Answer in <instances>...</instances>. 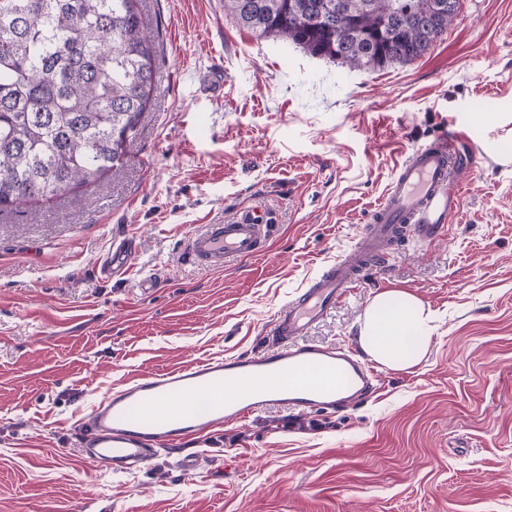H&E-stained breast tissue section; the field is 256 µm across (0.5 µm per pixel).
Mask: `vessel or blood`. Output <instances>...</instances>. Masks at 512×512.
<instances>
[{"label": "vessel or blood", "instance_id": "1", "mask_svg": "<svg viewBox=\"0 0 512 512\" xmlns=\"http://www.w3.org/2000/svg\"><path fill=\"white\" fill-rule=\"evenodd\" d=\"M466 129L440 131L397 166L365 234L346 259L325 266L276 316L274 349L204 359L141 375L112 391L78 429L83 460L128 474L157 449L180 452L183 471L198 468L193 451L216 428L267 407L333 412L366 402L377 391L378 371L358 351L303 342L308 329L362 279L382 266L387 244L405 237L422 242L445 238L463 208L457 182L459 150L470 144ZM271 229L267 211L253 208L235 220L207 225L192 236L189 254L202 267L262 254ZM127 243L114 246L100 273L112 277L127 264Z\"/></svg>", "mask_w": 512, "mask_h": 512}]
</instances>
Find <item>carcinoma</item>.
Segmentation results:
<instances>
[{
	"instance_id": "1",
	"label": "carcinoma",
	"mask_w": 512,
	"mask_h": 512,
	"mask_svg": "<svg viewBox=\"0 0 512 512\" xmlns=\"http://www.w3.org/2000/svg\"><path fill=\"white\" fill-rule=\"evenodd\" d=\"M431 0H224L259 39L291 42L350 69L419 58L453 18L423 33ZM142 0H0V210L98 186L123 164L124 144L150 105L158 43ZM334 17L326 29L312 15ZM392 16L398 52L371 35ZM359 27L370 35L343 47Z\"/></svg>"
}]
</instances>
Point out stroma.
I'll use <instances>...</instances> for the list:
<instances>
[{
    "label": "stroma",
    "instance_id": "1",
    "mask_svg": "<svg viewBox=\"0 0 512 512\" xmlns=\"http://www.w3.org/2000/svg\"><path fill=\"white\" fill-rule=\"evenodd\" d=\"M159 54L126 161L96 188L0 212V512H512V0H459L405 65L351 71L259 39L224 0H143ZM475 144L445 240H403L309 329L357 348L376 293L436 315L368 402L225 425L184 472L81 459L78 427L137 374L269 350L278 312L364 231L395 168L449 124ZM255 206L266 252L202 268L191 235ZM130 240L125 273L102 259Z\"/></svg>",
    "mask_w": 512,
    "mask_h": 512
}]
</instances>
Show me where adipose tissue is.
Segmentation results:
<instances>
[{"instance_id": "obj_1", "label": "adipose tissue", "mask_w": 512, "mask_h": 512, "mask_svg": "<svg viewBox=\"0 0 512 512\" xmlns=\"http://www.w3.org/2000/svg\"><path fill=\"white\" fill-rule=\"evenodd\" d=\"M435 316L412 293L392 289L374 296L358 331L361 349L391 370H403L426 353Z\"/></svg>"}]
</instances>
